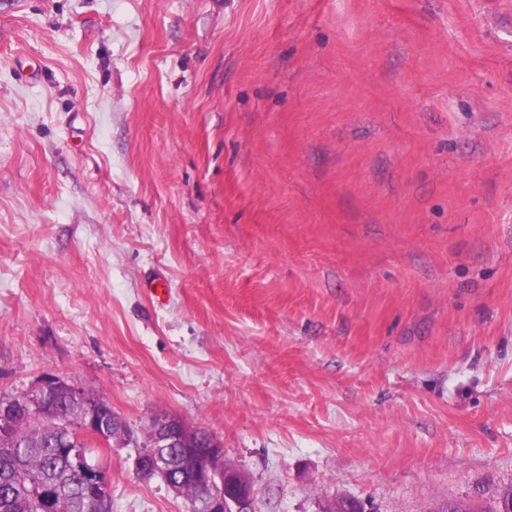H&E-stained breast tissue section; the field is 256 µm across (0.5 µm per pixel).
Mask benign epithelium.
Instances as JSON below:
<instances>
[{
    "mask_svg": "<svg viewBox=\"0 0 512 512\" xmlns=\"http://www.w3.org/2000/svg\"><path fill=\"white\" fill-rule=\"evenodd\" d=\"M59 387L68 391L78 409V413L68 423V430L86 434L98 441L108 439L115 448L129 445L131 434L125 428L110 434L106 425L99 424L98 408L109 405V402L104 399L93 403L88 401L83 388L60 376H45L32 389V393L38 395L41 401V416L47 417L53 413L51 395ZM152 423L155 447L186 449V460L182 462L186 472L173 475V471L168 469V463L156 455L146 465V454L141 453L134 460L139 474L161 477L174 492L180 490V482L192 478L199 490L208 497L205 512H256L253 484L241 470L226 462L220 440L213 436L207 447L189 448L187 440L192 430L181 421L173 420L165 413H157L152 416ZM65 452L73 466L89 481L90 491L85 500V512H98V505L111 492V478L101 463V457L97 456L98 449L67 448Z\"/></svg>",
    "mask_w": 512,
    "mask_h": 512,
    "instance_id": "benign-epithelium-1",
    "label": "benign epithelium"
}]
</instances>
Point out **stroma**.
Instances as JSON below:
<instances>
[{
    "label": "stroma",
    "instance_id": "stroma-1",
    "mask_svg": "<svg viewBox=\"0 0 512 512\" xmlns=\"http://www.w3.org/2000/svg\"><path fill=\"white\" fill-rule=\"evenodd\" d=\"M49 374L214 435L256 512H482L512 0H0V396ZM133 454L112 512H190Z\"/></svg>",
    "mask_w": 512,
    "mask_h": 512
}]
</instances>
